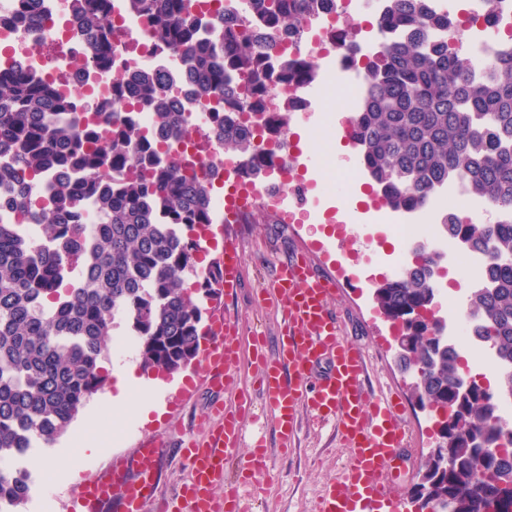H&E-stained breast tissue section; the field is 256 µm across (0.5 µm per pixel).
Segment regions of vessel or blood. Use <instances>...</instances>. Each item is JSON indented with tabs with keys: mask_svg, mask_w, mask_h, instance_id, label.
<instances>
[{
	"mask_svg": "<svg viewBox=\"0 0 512 512\" xmlns=\"http://www.w3.org/2000/svg\"><path fill=\"white\" fill-rule=\"evenodd\" d=\"M333 280L315 271L302 256L279 265L271 294L286 322L276 348L263 361L262 393L280 443L297 430L298 413L336 419L352 457L320 496L316 512H381L394 499L391 468L404 454L407 432L400 401L371 394L366 386L363 352L345 340L338 316L329 306ZM204 375L212 388L238 380L237 338L220 317L212 319ZM213 425L200 440H184L189 477L180 492H158L156 462L165 438L139 448L133 459H120L82 483L71 498V512H246L241 481L227 480L226 464L237 458L243 437L242 415L214 406ZM223 494H216V487Z\"/></svg>",
	"mask_w": 512,
	"mask_h": 512,
	"instance_id": "vessel-or-blood-1",
	"label": "vessel or blood"
}]
</instances>
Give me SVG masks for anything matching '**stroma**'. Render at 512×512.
<instances>
[{
    "mask_svg": "<svg viewBox=\"0 0 512 512\" xmlns=\"http://www.w3.org/2000/svg\"><path fill=\"white\" fill-rule=\"evenodd\" d=\"M288 130L301 139L296 163L313 185L315 206L299 211L294 224L279 223L267 211L255 210L251 223L224 225L219 245L211 251L219 258L231 246L241 254L233 295L201 303L204 317L217 311L237 327L242 353L237 385L232 391L213 393L205 385L201 363L192 362L185 377L165 378L161 410L141 425L120 422L112 410L87 401V409L94 413L95 433L105 439V449L73 446L65 434L52 447L37 444L27 449L14 461L15 467L29 474V496L21 512H68L72 491L79 483L108 468L113 460L134 456L140 444L169 429L176 431L177 437L169 441L156 467L161 495H175L188 479L179 440L202 437L210 425L211 408L219 400L232 406L245 403L253 409L255 417L246 423L244 445H252L260 437L266 440L268 466L254 472L242 490L251 512H314L318 496L349 463V450L335 421L319 422L306 412L299 417L288 449H281L268 424L269 411L258 381L262 368L257 359L271 349L285 322L284 312L266 291L276 262L295 251L335 281L331 306L340 317L344 336L365 354L371 393L398 398L404 408L411 451L396 462L393 480L401 496L397 512H415L410 496L427 450L435 445V415L420 409L412 399L409 386L413 377L398 367L391 325L375 312L373 303L376 281L388 269L409 266L413 255L403 250L388 225L379 222L374 209L361 207L363 193H349L350 177L360 166L357 151L348 147L343 129L325 125L309 134L306 119L296 112ZM336 209L353 210L358 216L356 223L345 225L339 234L324 220L326 212ZM43 458L64 467L74 462L78 468L67 480L55 484L37 465Z\"/></svg>",
    "mask_w": 512,
    "mask_h": 512,
    "instance_id": "obj_1",
    "label": "stroma"
}]
</instances>
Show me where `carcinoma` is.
Listing matches in <instances>:
<instances>
[{"instance_id":"1","label":"carcinoma","mask_w":512,"mask_h":512,"mask_svg":"<svg viewBox=\"0 0 512 512\" xmlns=\"http://www.w3.org/2000/svg\"><path fill=\"white\" fill-rule=\"evenodd\" d=\"M330 0H234L229 9L265 23L264 41L210 21L214 38L199 35L189 0H127L159 43L181 53L207 102L206 124L255 177L276 163L275 145L288 129V110L268 112L270 90H286L313 76L314 63L266 48L299 32ZM83 27L107 45L106 18L71 0ZM381 52L365 65L367 89L350 115L349 136L376 190L395 211L424 208L442 185L459 182L496 213L512 215V47L498 50L477 73L460 56L463 36L446 14L424 0H389L379 20ZM113 106L125 101L154 112L155 141L132 118L108 112L112 142L94 143L73 101L39 75L0 77V188L15 170L55 178L46 203L33 208L28 191L13 207L38 236L0 223V504L20 512L29 494L27 473L10 462L32 443L55 444L103 386L102 362L115 320L123 318L144 370L175 373L196 360L207 336L202 299L218 296L224 270L196 260L200 231L211 229L213 188L186 176L170 159L171 139L184 135L164 75L115 78ZM133 161L136 179L112 184V173ZM93 198L103 223L78 222L82 199ZM448 236L489 258L486 284L470 289L467 308L477 335L499 360L500 389L462 376L459 355L442 329L424 318L435 299L437 255L421 254L402 275L379 282L380 313L400 326L403 371L413 372L412 396L439 414L437 435L448 453L426 457L412 503L419 512H512V463L497 455L508 432L497 395H512V223L476 224L451 213Z\"/></svg>"}]
</instances>
